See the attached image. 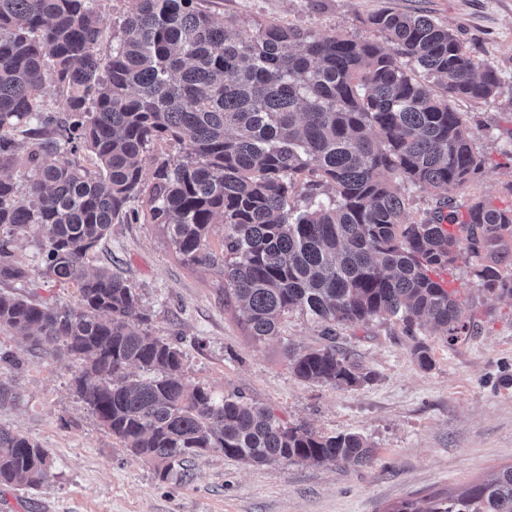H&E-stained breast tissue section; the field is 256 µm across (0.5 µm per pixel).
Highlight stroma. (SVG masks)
<instances>
[{"mask_svg": "<svg viewBox=\"0 0 512 512\" xmlns=\"http://www.w3.org/2000/svg\"><path fill=\"white\" fill-rule=\"evenodd\" d=\"M214 17L252 31L266 23L384 43L369 24L392 9L448 26L477 62L497 70L498 96L460 99L485 158L481 176L459 191L457 205L479 196L512 209V0H201ZM180 147L159 141L146 153V178L131 203L135 217L113 221L88 257L136 289L154 336L183 353L184 378L217 397L240 394L286 424L324 434L357 432L374 449L369 464L315 465L271 461L248 466L210 451L185 473L162 478L123 447L73 386L77 363L62 351H29L22 336L0 330V428L18 430L46 448L52 467L37 488L0 486V512H384L387 505L432 493H457L512 465V301L483 291L471 259L448 269V286L474 312V335L448 344L428 337L433 366L422 369L399 328L374 320L342 331L336 346L375 374L351 388L305 383L288 369V349L322 344L309 317L293 312L273 339L254 341L234 306L218 293L217 272L192 267L148 219L155 168ZM27 280L1 282L0 292L51 307H77L75 284L44 271L37 227L16 237Z\"/></svg>", "mask_w": 512, "mask_h": 512, "instance_id": "stroma-1", "label": "stroma"}]
</instances>
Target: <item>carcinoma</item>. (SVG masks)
<instances>
[{"instance_id":"carcinoma-1","label":"carcinoma","mask_w":512,"mask_h":512,"mask_svg":"<svg viewBox=\"0 0 512 512\" xmlns=\"http://www.w3.org/2000/svg\"><path fill=\"white\" fill-rule=\"evenodd\" d=\"M369 24L388 46L277 23L237 30L196 0H136L103 57L95 0H0V282L27 278L12 236L36 225L47 273L80 293L76 308L0 293V330L34 350L62 344L78 360L77 394L166 478L208 451L249 465H363L373 449L358 433L286 425L242 396L218 399L186 383L174 344L131 329L146 320L135 289L108 268L87 269L141 192L151 143L174 141L181 155L154 171L150 222L169 231L184 263L223 276L224 302L249 336H276L300 311L328 338L286 352L302 381H373L334 339L374 318L396 320L430 369L423 331L452 344L471 328L464 302L433 279L463 253L487 292L512 300V209L478 196L452 209L484 159L451 103L493 99L499 75L425 15L385 10ZM49 81L65 97L61 114L41 104ZM19 127L27 140L15 138ZM83 150L97 172L79 161ZM18 166L30 171L23 189ZM402 183L430 190L438 205L410 217ZM216 224L219 253L208 243ZM50 466L46 449L0 428V486L36 488ZM388 512H512V465L457 495L406 499Z\"/></svg>"}]
</instances>
